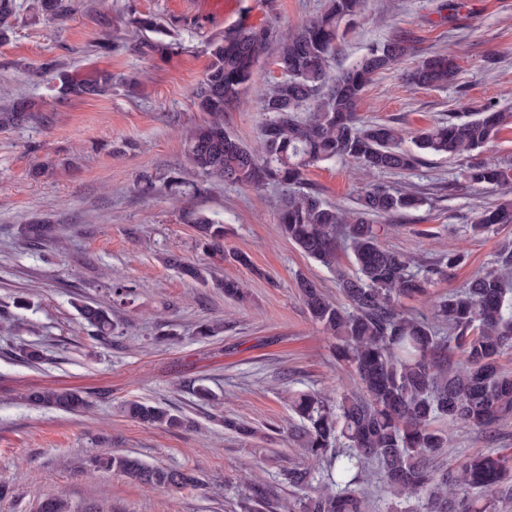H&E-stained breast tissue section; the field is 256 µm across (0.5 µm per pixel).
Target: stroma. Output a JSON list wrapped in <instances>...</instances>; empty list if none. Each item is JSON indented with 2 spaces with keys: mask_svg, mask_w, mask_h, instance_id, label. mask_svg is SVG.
Returning a JSON list of instances; mask_svg holds the SVG:
<instances>
[{
  "mask_svg": "<svg viewBox=\"0 0 512 512\" xmlns=\"http://www.w3.org/2000/svg\"><path fill=\"white\" fill-rule=\"evenodd\" d=\"M184 0H79L65 22L22 11L8 41L0 42V88L34 100L41 121L0 129V512H37L41 500L63 495L76 512H240V500L263 492L297 503L282 480L305 464L288 435L292 391H344L350 373L337 366L334 341L315 325L296 279L313 280L332 301L336 278L277 230L281 190L235 184L212 186L199 197L171 199L164 187L141 193V171L167 173L183 157V128L206 113L191 94L209 62V42L237 26L236 17L203 24ZM262 26L300 27L326 0H242ZM112 18V50L99 53V13ZM154 14L172 23L181 49L146 57L128 39L131 17ZM395 35L417 54L442 53L457 65L445 88L407 84L403 68L374 77L358 108L361 122L402 128L411 138L440 122L466 119L488 106L512 107V0H366L336 51L350 65L372 45ZM106 70L117 83L107 98L66 100L55 74ZM136 141L137 150L123 149ZM469 156L423 155L411 171L360 177L349 162L310 167L306 178L332 205L354 207L365 183L396 190L416 187L428 202L396 215L386 247L429 261L444 252L463 261L433 288L465 286L512 245V224L482 236L469 226L499 201L492 186L472 187ZM205 210L226 227L224 256L198 242L185 216ZM48 221L60 244H29L19 227ZM248 255L249 265L232 253ZM244 284L245 300L183 277L170 257ZM131 288L124 300L115 282ZM26 299L27 308L16 305ZM95 302L112 314V338L94 337L77 302ZM215 332L199 335L200 325ZM28 347L42 358L29 363ZM82 392L87 410L64 413L34 407L20 395L36 388ZM204 387L210 400H199ZM146 401L187 419L183 428L140 424L123 411L127 400ZM233 418L254 429L245 437L225 429ZM489 448H512V422L495 429L452 427L447 463ZM130 454L153 466L193 470L196 487L151 489L114 471L90 466L101 454Z\"/></svg>",
  "mask_w": 512,
  "mask_h": 512,
  "instance_id": "1",
  "label": "stroma"
}]
</instances>
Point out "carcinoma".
<instances>
[{
    "mask_svg": "<svg viewBox=\"0 0 512 512\" xmlns=\"http://www.w3.org/2000/svg\"><path fill=\"white\" fill-rule=\"evenodd\" d=\"M75 0H36L33 9L50 23L66 20ZM24 5L0 0V42L9 40ZM364 0H328L326 7L300 28L281 35L273 29L227 30L210 43V60L193 91V106L209 119L184 131V161L193 178L181 172L164 177L175 196H196L215 182L282 190L280 233L303 253L336 273L346 304L327 298L316 283L297 277V288L312 321L336 340V363L352 374L355 390L293 393L294 425L312 464L292 466L283 480L301 495V512H369L362 489L370 466L378 467L391 497L390 512H512V453L490 448L453 467L441 463L447 454L444 425L489 430L512 420V372L500 359L512 352V250L500 252L495 267L477 275L460 291L434 295L430 288L448 278L462 256L442 255L421 264L412 256L385 247L387 229L377 218L417 209L425 197L417 190L392 191L370 184L357 206L329 205L306 182L309 167L323 161H352L367 172L410 170L420 153L460 156L488 143L512 124V111L489 107L468 120L450 121L421 130L416 150L400 147L402 130L387 124H360L361 95L377 73L399 65L411 54L410 41L395 36L345 68H336V42L355 23ZM168 35L154 15L129 22V36L143 55L181 47L176 41L151 39ZM274 49L272 63L281 78L257 85L260 60ZM452 59L434 53L405 73L415 86L441 87L455 80ZM112 73L95 70L63 76L59 93L69 99L112 94ZM259 103L264 120L258 149L232 137L224 112L246 96ZM0 104V127L42 119L34 104L9 97ZM472 187H512V164L475 161L466 168ZM203 247L224 254V222L204 210L187 215ZM499 224H512V202L487 207L470 230L481 236ZM43 224H22V239L36 244L48 236ZM346 243L356 266L352 274L337 268L339 243ZM183 274L243 298L236 280H209L200 269L181 267ZM423 297L430 316L404 308L402 300ZM81 318L95 335H114L109 311L96 303L77 304ZM23 400L64 412L85 406L72 389L31 390ZM126 414L145 425L180 428L186 421L168 410L141 401L125 404ZM94 467L123 473L140 485L187 487L198 483L190 471L151 466L130 455L92 459ZM39 512H72L62 495L45 498Z\"/></svg>",
    "mask_w": 512,
    "mask_h": 512,
    "instance_id": "obj_1",
    "label": "carcinoma"
}]
</instances>
